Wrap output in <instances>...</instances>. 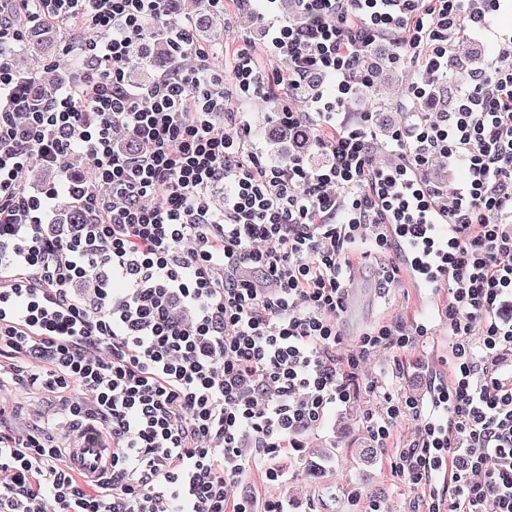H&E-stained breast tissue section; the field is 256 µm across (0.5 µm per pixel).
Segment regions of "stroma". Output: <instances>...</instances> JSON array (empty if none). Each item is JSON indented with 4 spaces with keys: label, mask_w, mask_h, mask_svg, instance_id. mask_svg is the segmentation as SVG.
Segmentation results:
<instances>
[{
    "label": "stroma",
    "mask_w": 512,
    "mask_h": 512,
    "mask_svg": "<svg viewBox=\"0 0 512 512\" xmlns=\"http://www.w3.org/2000/svg\"><path fill=\"white\" fill-rule=\"evenodd\" d=\"M492 33L488 38L476 39L458 47L459 57H472L485 64L494 60L501 49L500 35L512 34V0H503L492 18ZM263 23L256 20L253 11L234 10L221 20L216 35L208 36V43L220 44L224 54L235 48L249 46L260 50ZM411 67L397 68L390 80L378 84L374 93L356 98V106H370L374 118L388 128L409 125L407 111L397 109L395 99L414 78ZM241 112L250 125L249 142L269 160H277L279 144L272 137L276 121L272 103L256 101L241 105ZM384 258L374 257L365 261L357 275L359 290L371 299L373 308L358 312L353 320L342 322L346 344L379 323L392 325L402 331L411 330L414 323L428 325L429 331L408 354L400 372H392L391 356L379 352L364 364L362 376L377 378L417 395H425L426 377L440 368L448 355L451 337L448 325L439 310L447 295L446 289L434 290L425 306H418L417 289L395 283L381 287ZM381 403L379 395L370 394L348 406L331 409L323 423L302 438L299 450H286L275 460L283 473L278 483L264 482L260 470H246L239 478L235 490L242 495H257L261 500L282 502L285 512H364L366 502L376 493H384L385 512H410L414 493L390 475L389 467L381 454H373L368 461H361L356 452L368 447L369 439L362 420L365 408ZM42 429L53 436L60 447H67L71 431L59 405L51 394L36 388L23 389L11 377L0 380V429L23 432ZM330 449V456L320 459L321 479L309 474L311 449Z\"/></svg>",
    "instance_id": "stroma-1"
}]
</instances>
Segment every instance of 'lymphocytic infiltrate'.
Masks as SVG:
<instances>
[{
	"instance_id": "obj_1",
	"label": "lymphocytic infiltrate",
	"mask_w": 512,
	"mask_h": 512,
	"mask_svg": "<svg viewBox=\"0 0 512 512\" xmlns=\"http://www.w3.org/2000/svg\"><path fill=\"white\" fill-rule=\"evenodd\" d=\"M297 15L263 31L265 52L220 57L166 0H0V375L59 397L90 448L112 451L98 479L76 476L42 430L0 433V512H283L239 495L246 469L267 481L285 448L361 391L368 354L402 368L427 334L387 325L342 350L344 270L357 243L405 271V237L447 219L441 314L454 340L428 398L385 392L364 422L393 477L421 491L412 512H512V65L455 82L449 110L377 133L354 89L388 41L390 64L421 63L415 102L447 79L454 37L486 32L501 0H295ZM82 35L84 69L34 96L15 48L33 28ZM173 27L181 54L151 82L125 70L150 28ZM336 78L300 112L294 93ZM274 102L278 122L314 133L321 156L263 160L231 103ZM81 152L94 179L67 176ZM437 158L462 163L453 190ZM36 167L62 187L29 189ZM222 202H215V193ZM85 216L50 224L58 198ZM416 424L395 439L398 423ZM465 175L466 169L463 166L456 165L448 167L446 162H436L429 169V177H431L434 182L448 186V190L460 180L464 179Z\"/></svg>"
}]
</instances>
